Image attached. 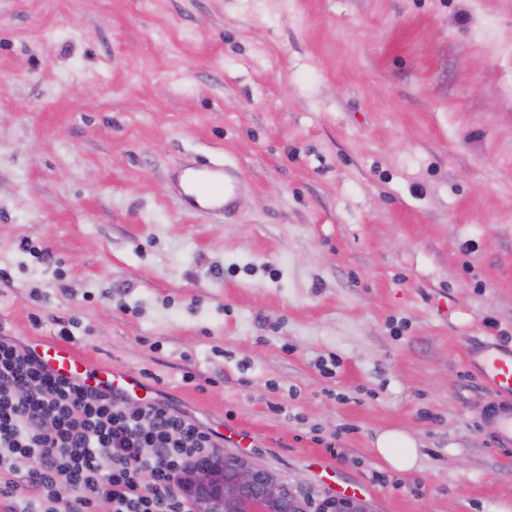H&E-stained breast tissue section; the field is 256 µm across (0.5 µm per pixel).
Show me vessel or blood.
I'll return each instance as SVG.
<instances>
[{"mask_svg":"<svg viewBox=\"0 0 512 512\" xmlns=\"http://www.w3.org/2000/svg\"><path fill=\"white\" fill-rule=\"evenodd\" d=\"M242 186L236 170L223 163L186 161L171 179L173 193L194 213L221 216L231 213ZM31 353L59 376L85 386L105 389L112 395L145 402L152 388L135 372L90 360L69 342L38 337ZM474 356L480 374L493 393L487 403L485 428L498 448H512V350L495 343L483 344Z\"/></svg>","mask_w":512,"mask_h":512,"instance_id":"obj_1","label":"vessel or blood"}]
</instances>
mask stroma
Here are the masks:
<instances>
[{
    "label": "stroma",
    "instance_id": "obj_1",
    "mask_svg": "<svg viewBox=\"0 0 512 512\" xmlns=\"http://www.w3.org/2000/svg\"><path fill=\"white\" fill-rule=\"evenodd\" d=\"M193 156L232 213L170 192ZM488 318L512 347V0H0V335L67 327L304 501L499 512ZM241 186L238 172L223 163L188 160L171 179L173 193L192 212L209 216L231 213ZM376 447L379 455L398 471L408 472L416 465L418 448L404 432L391 430L382 433L377 439Z\"/></svg>",
    "mask_w": 512,
    "mask_h": 512
}]
</instances>
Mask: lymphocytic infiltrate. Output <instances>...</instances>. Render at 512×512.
Masks as SVG:
<instances>
[{
    "label": "lymphocytic infiltrate",
    "instance_id": "f902f5d3",
    "mask_svg": "<svg viewBox=\"0 0 512 512\" xmlns=\"http://www.w3.org/2000/svg\"><path fill=\"white\" fill-rule=\"evenodd\" d=\"M221 446L168 401H125L60 377L0 336V512H52L59 500L65 512H194L180 478Z\"/></svg>",
    "mask_w": 512,
    "mask_h": 512
}]
</instances>
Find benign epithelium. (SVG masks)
Returning <instances> with one entry per match:
<instances>
[{
    "label": "benign epithelium",
    "instance_id": "obj_1",
    "mask_svg": "<svg viewBox=\"0 0 512 512\" xmlns=\"http://www.w3.org/2000/svg\"><path fill=\"white\" fill-rule=\"evenodd\" d=\"M178 492L192 499L195 512H306L271 472L219 452L195 461ZM336 512L367 510L357 497H338Z\"/></svg>",
    "mask_w": 512,
    "mask_h": 512
}]
</instances>
